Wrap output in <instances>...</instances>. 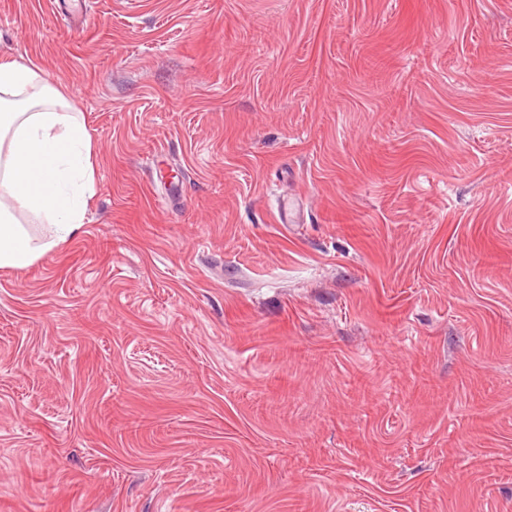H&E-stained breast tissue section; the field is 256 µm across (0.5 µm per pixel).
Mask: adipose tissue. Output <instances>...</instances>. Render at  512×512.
Wrapping results in <instances>:
<instances>
[{
	"label": "adipose tissue",
	"instance_id": "1",
	"mask_svg": "<svg viewBox=\"0 0 512 512\" xmlns=\"http://www.w3.org/2000/svg\"><path fill=\"white\" fill-rule=\"evenodd\" d=\"M87 128L33 64L0 63V267L23 268L81 232L94 195ZM44 222L33 243L18 214Z\"/></svg>",
	"mask_w": 512,
	"mask_h": 512
}]
</instances>
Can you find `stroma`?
I'll use <instances>...</instances> for the list:
<instances>
[{
	"label": "stroma",
	"mask_w": 512,
	"mask_h": 512,
	"mask_svg": "<svg viewBox=\"0 0 512 512\" xmlns=\"http://www.w3.org/2000/svg\"><path fill=\"white\" fill-rule=\"evenodd\" d=\"M4 61L95 194L0 268V512H512V0H0Z\"/></svg>",
	"instance_id": "obj_1"
}]
</instances>
